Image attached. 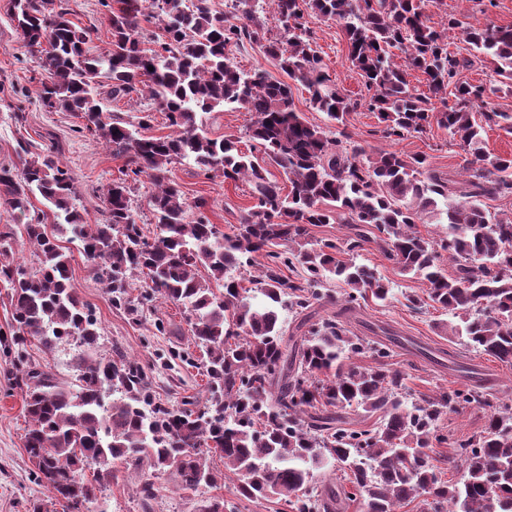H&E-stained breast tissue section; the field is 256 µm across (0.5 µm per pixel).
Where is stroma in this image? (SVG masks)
I'll return each instance as SVG.
<instances>
[{"label":"stroma","mask_w":512,"mask_h":512,"mask_svg":"<svg viewBox=\"0 0 512 512\" xmlns=\"http://www.w3.org/2000/svg\"><path fill=\"white\" fill-rule=\"evenodd\" d=\"M7 3L8 0H0V166L22 167L29 158L24 151L26 144L41 150L61 145L62 160L73 177L74 204L87 221H97L102 217L104 194L119 178L123 161L113 158L110 150L84 131L79 114L50 112L42 106L39 89L46 73L36 56L24 47ZM70 6L73 21L91 30L87 43L90 54L108 53L112 43L108 17L111 11L121 8V0H70ZM425 14L430 25L439 30L452 16L474 25L512 26V0H427ZM310 26L333 83L351 97H360L364 92L362 79L346 59L340 25L314 18ZM347 130L354 140L371 148L390 146L405 154L426 155L434 168L445 173L457 170L462 162L458 140L435 126L392 143L382 137L375 115L361 107L349 114ZM171 173L182 184L188 200H206L207 216L223 232H232L241 211L255 203L247 183H228L219 175L207 177L179 162L172 164ZM59 238L71 257L73 287L101 327L98 354L107 355L118 349L135 359L146 372L156 398L174 404L189 397L204 400L207 379L191 365L202 351L192 343L189 331L175 334L156 329L161 320L180 323L177 309L156 300L132 314L114 305L105 287L94 279L91 262L80 243L73 241L67 231L61 232ZM360 261L388 281L392 292L384 304L362 302L351 318V328L361 336L381 327L394 334L393 361L406 374L408 399L431 397L441 387H463L467 379L454 370L457 362L474 368L480 383L493 391L512 389V367L449 342L438 329L439 324L448 322V315L411 303V296L424 293L420 279L401 275L373 243L366 245ZM81 352V346L73 339L60 342L51 351L31 342L24 359L19 360L13 350L0 343V512H29L33 500L47 496L43 486L30 476L31 464L24 448L28 420L23 393L17 385L22 366H32L67 381ZM141 480V474L118 467L112 482L95 488L86 504L88 512H142L138 495ZM154 484L157 492L152 512H197L201 501L232 496L228 483L217 488L203 486L193 494L179 491L175 479L168 475L155 477Z\"/></svg>","instance_id":"obj_1"}]
</instances>
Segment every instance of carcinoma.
<instances>
[{
	"mask_svg": "<svg viewBox=\"0 0 512 512\" xmlns=\"http://www.w3.org/2000/svg\"><path fill=\"white\" fill-rule=\"evenodd\" d=\"M68 0H9L22 41L48 73L39 97L48 110L77 112L84 129L124 160L125 175L145 177L159 233L137 224L125 182L104 197L102 219L89 224L72 207L73 179L60 165L61 150L37 154L22 170L0 168V199L27 211L39 195L48 211L25 224L38 261L28 271L14 264V238L0 232V292L12 307L8 332L19 348L36 340L51 350L69 338L88 350L100 338L99 323L72 287L69 256L49 229L68 224L95 278L112 301L138 311L130 280L143 279L142 299L179 307L194 343L204 349L208 380L203 402L174 408L150 397L145 371L124 355L80 356L71 380L58 381L36 368L23 371L24 410L30 422L25 449L32 477L75 512L94 487L84 472L95 467L104 486L116 466L171 473L179 489L195 491L234 482L235 500L211 498L199 512H239V503L275 499L293 512H336L359 501L362 512H400L419 497L431 512H512V392L497 396L480 385L441 390L413 403L403 396L404 374L392 350L357 336L345 315L368 298L385 301L390 288L375 270L357 262L370 241L404 274L420 279L425 297L412 299L457 318L441 325L449 342L512 365V216L486 201L512 195V156L484 147V125L512 134V114L490 106L498 88L461 80L473 59L492 66L499 83L512 85V27L464 25L448 30L428 25L424 0H268L275 20L259 0H234L233 11L210 0H122L112 12V49L91 56L90 32L70 18ZM162 24L163 39L144 46L142 20ZM341 25L347 60L363 79V97L386 139L399 141L435 123L459 140L464 180L431 168L427 156L392 149L367 152L345 132L332 138L296 111L292 84L305 87L309 103L336 126L346 125L358 101L338 88L312 47L309 19ZM460 30L468 56L448 51V31ZM249 43L277 61L288 76L241 70L230 48ZM405 56L398 65L393 51ZM153 70H148V67ZM425 75L428 94L418 92L408 71ZM110 94L143 91L165 114L171 132L142 138L131 123L102 110L100 79ZM453 104H448V97ZM217 108L254 116L251 150L232 134L213 138L198 114ZM482 112L485 124L475 118ZM193 163L226 182H248L256 203L226 234L202 212V198L189 203L169 165ZM277 166L288 187L269 177ZM425 214L446 225L430 240L417 231ZM319 224H352L342 242L309 241ZM266 258L250 282L262 300L230 270ZM450 269H445V265ZM301 269L296 280L284 270ZM349 287L339 310L309 322L306 311L325 298L323 286ZM289 309L308 326L300 339L281 318ZM369 350L376 366H356L352 357ZM487 410L484 429L451 441L465 475L439 477L427 449L444 443L443 417L468 406ZM361 409L380 415L373 429L347 426L346 414ZM343 471L345 483L316 474L323 464Z\"/></svg>",
	"mask_w": 512,
	"mask_h": 512,
	"instance_id": "obj_1",
	"label": "carcinoma"
}]
</instances>
